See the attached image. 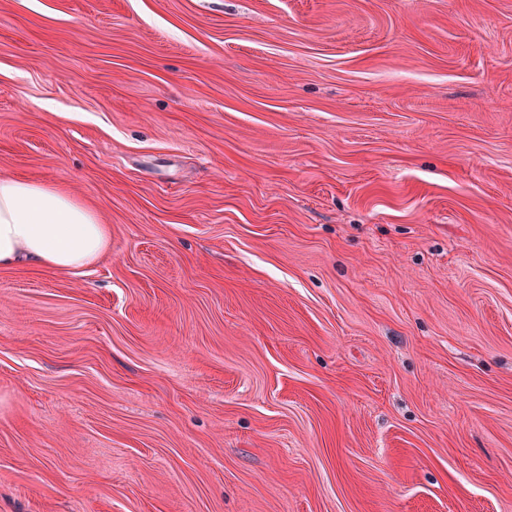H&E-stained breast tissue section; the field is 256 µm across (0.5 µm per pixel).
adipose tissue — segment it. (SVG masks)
I'll return each mask as SVG.
<instances>
[{
  "label": "adipose tissue",
  "instance_id": "1",
  "mask_svg": "<svg viewBox=\"0 0 512 512\" xmlns=\"http://www.w3.org/2000/svg\"><path fill=\"white\" fill-rule=\"evenodd\" d=\"M111 232L87 204L56 185L0 178V268L29 263L66 272L98 263Z\"/></svg>",
  "mask_w": 512,
  "mask_h": 512
}]
</instances>
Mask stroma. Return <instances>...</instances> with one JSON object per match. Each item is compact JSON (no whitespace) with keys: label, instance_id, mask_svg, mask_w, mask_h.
Masks as SVG:
<instances>
[{"label":"stroma","instance_id":"obj_1","mask_svg":"<svg viewBox=\"0 0 512 512\" xmlns=\"http://www.w3.org/2000/svg\"><path fill=\"white\" fill-rule=\"evenodd\" d=\"M0 512H512V0H0ZM111 232L87 204L56 185L0 178V268L30 263L66 272L109 252Z\"/></svg>","mask_w":512,"mask_h":512}]
</instances>
